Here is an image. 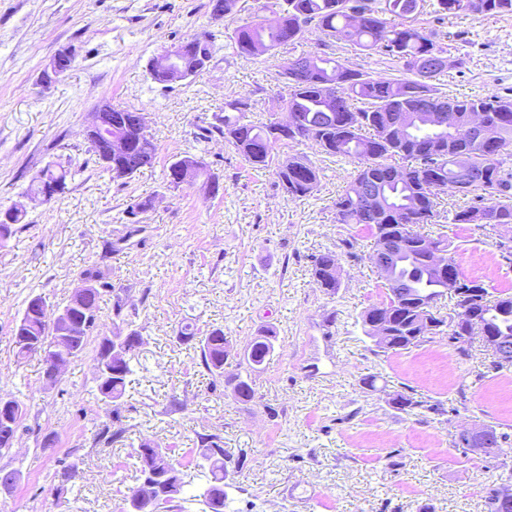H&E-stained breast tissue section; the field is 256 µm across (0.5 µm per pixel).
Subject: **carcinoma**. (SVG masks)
Wrapping results in <instances>:
<instances>
[{"label": "carcinoma", "mask_w": 512, "mask_h": 512, "mask_svg": "<svg viewBox=\"0 0 512 512\" xmlns=\"http://www.w3.org/2000/svg\"><path fill=\"white\" fill-rule=\"evenodd\" d=\"M424 6L419 0H264L262 12L275 16L268 21L256 15L238 25L230 36L231 47L239 56H253L260 49L273 51L285 45L303 44L306 34L314 29L321 34L312 49L296 57L300 65L294 78L286 81L287 94L280 96L285 114L295 118L292 126L271 113L264 121L245 120L252 104L247 97L224 103L223 119L211 125L210 134H218L233 144L251 167L275 166L276 186L288 197L310 195L320 181V172L303 157L293 155L277 161L278 152L296 145L310 143L320 152L354 165V174L344 193L335 202L336 223L358 224L375 238L374 252L389 251V275L385 278L386 300L373 304L360 314L359 323L365 335H371L370 325L378 314L392 312L388 320L391 340L377 347L387 352L405 350L427 341L425 320L434 319L433 311L420 306L422 297L441 299L448 294V280L441 277L432 262V253L419 247L425 242L445 252L448 239L428 238L415 230L420 224H512V98L492 97L458 100L433 84V78L448 67V49L435 32L419 23ZM470 12L481 16L512 15V0H435L433 14L439 20L450 13ZM203 42L190 45L185 53V65L194 75L206 67L197 59L213 58L214 45L208 34ZM343 43L361 55H378L392 64V73L376 75L356 69L336 57L333 46ZM112 117V135L131 142V152L107 160L98 142L91 140L90 151L114 179H128L140 169L153 164L156 145L146 134V125L128 124L131 110L107 107ZM481 111L487 130L500 151L494 158L486 155L485 144L465 133L472 114ZM418 112H440L447 116L445 125L432 129L412 120ZM370 135H365V132ZM468 155L477 170L475 180L463 190L470 204L450 213L437 209L431 183L444 185L456 180L453 157ZM410 161L397 166L392 158ZM69 172L47 167L32 180L29 191L40 193L46 184L67 189ZM206 177L213 195L219 191V176L194 155H185L170 163L167 182L175 187ZM11 223L0 222V244L23 223L26 212L12 207ZM312 276L327 294L340 287L336 253L321 252L312 259ZM81 279L86 287L77 290L64 305L65 320L51 323L45 320L39 303L40 295L26 301L23 314L15 326L17 358L23 360L38 349L63 344L71 356L85 349L89 336L97 329L100 300L99 273L84 270ZM482 289L481 302L474 310H462L455 305L460 328L480 327L481 335L489 338L512 336V294L501 291L496 295ZM137 329L112 325L109 335L100 337L96 354L112 348L123 336H139ZM183 344L194 343L200 349V365L221 383L233 398L246 403L256 396V373L275 350L276 332L270 326L257 330L239 356L238 369L224 373L229 356L230 340L224 329L214 327L199 336L193 325H184L178 335ZM40 348H35V345ZM136 349L130 345L112 358L113 374L97 380L100 401L110 405L126 391L133 373L132 359ZM393 408L409 412L416 408L437 414L444 412L442 404H426L412 392H396L390 400ZM494 440L479 453L482 460L497 459L506 454L504 445L509 435L492 430ZM198 456L190 463L198 481L185 480L184 459L175 449L162 448L150 439H142L136 450L139 478L156 476L155 482L163 493L158 512H187L185 504H197V512H228L231 499L221 489L226 475H235L244 464V455H234L224 449L217 435L200 437ZM74 463L61 462L56 472L57 493L76 479Z\"/></svg>", "instance_id": "carcinoma-1"}]
</instances>
